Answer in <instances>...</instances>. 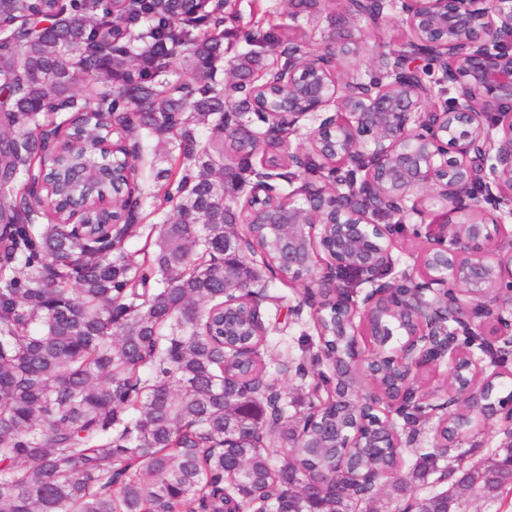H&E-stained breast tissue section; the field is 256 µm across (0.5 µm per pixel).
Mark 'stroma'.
Wrapping results in <instances>:
<instances>
[{
	"mask_svg": "<svg viewBox=\"0 0 512 512\" xmlns=\"http://www.w3.org/2000/svg\"><path fill=\"white\" fill-rule=\"evenodd\" d=\"M381 24H373L358 13L350 0H334L315 19L302 12L297 0H231L224 13V67L232 69L241 58L251 52L246 34L261 36L270 29H288L300 34L304 53H322L345 45L354 54L345 59V68L357 71L363 77L374 73L373 60L382 53L401 50L403 34L396 10L386 9ZM147 157L155 158V165H141L138 186L142 198V217L135 235L128 238L127 253L141 250L156 216L151 215L150 205L160 184L153 170L164 167L165 151L156 138L143 139ZM260 311L267 327L266 341L259 349V358L267 368L270 379L276 382L288 406V423L297 425L306 415L315 398L312 378L285 375L281 371L286 359L300 358L304 349L317 347L320 339L311 310L304 303L302 284L277 275H267L266 286L259 298Z\"/></svg>",
	"mask_w": 512,
	"mask_h": 512,
	"instance_id": "obj_1",
	"label": "stroma"
}]
</instances>
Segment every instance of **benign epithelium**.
Masks as SVG:
<instances>
[{"label":"benign epithelium","mask_w":512,"mask_h":512,"mask_svg":"<svg viewBox=\"0 0 512 512\" xmlns=\"http://www.w3.org/2000/svg\"><path fill=\"white\" fill-rule=\"evenodd\" d=\"M400 3L405 48L380 54L377 76L368 80L341 72L342 46L323 54L300 55L288 48V64L240 85L265 120L263 134L225 114L224 135L257 152L266 141L287 145L300 122L318 125L306 135L303 151L288 154V164L303 170L312 153L322 156L331 182L306 176L300 186L268 204L273 189L255 171L254 192L245 200L243 224H261L266 244L276 254L281 276L303 281L304 303L320 313L318 291L336 292V354L330 375L313 386L319 404L311 421L325 424L346 416L309 439L310 448H400L390 422L397 405L379 387L359 395L348 377L361 368L360 336L380 347L373 361L402 365L407 382L413 372L445 362L450 402L460 399L477 409L475 419L512 424V396L493 399L497 380L512 376L506 360L483 362L512 345V0H394ZM428 58L450 84L455 97L433 100L432 86L417 61ZM99 176L87 159L73 172L81 185ZM500 213L490 230L484 215ZM411 212L424 229L415 235L426 245L418 254L419 277L385 280L398 224H378L380 214ZM250 233H224V251L250 254ZM355 276L370 286L356 300L341 294L336 282ZM239 280L256 294L258 280L240 268L224 267V288ZM400 348L382 350L394 333ZM477 336V355L460 342ZM326 398H321V393ZM371 405L383 417L367 429L359 409Z\"/></svg>","instance_id":"benign-epithelium-1"}]
</instances>
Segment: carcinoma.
<instances>
[{"label":"carcinoma","mask_w":512,"mask_h":512,"mask_svg":"<svg viewBox=\"0 0 512 512\" xmlns=\"http://www.w3.org/2000/svg\"><path fill=\"white\" fill-rule=\"evenodd\" d=\"M176 56L183 78L169 80ZM223 61L224 0H0V512H357L373 499L336 470V449L302 447L283 404L275 432L292 456L275 466L253 436L269 406L248 388L264 367L224 359L221 342L238 340L224 337V231L241 215L226 175L235 189L250 170L224 114L253 104L217 79ZM114 112L168 146L153 201L166 217L137 260L124 245L138 214L101 238L91 208L80 237L65 206L34 207L41 167L70 162L50 135L81 127L91 149ZM96 158L111 177L94 195L119 216L141 150ZM447 452L414 464L420 486L448 477L421 496L396 477L397 450L356 448L349 468L378 472L399 512H463V487L512 494V440L470 464L439 465Z\"/></svg>","instance_id":"cac0c4a2"}]
</instances>
